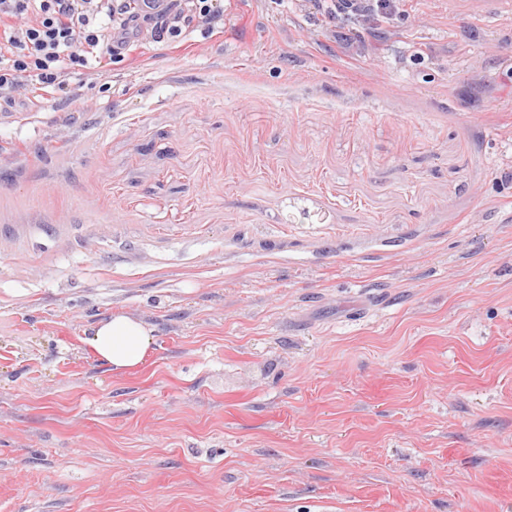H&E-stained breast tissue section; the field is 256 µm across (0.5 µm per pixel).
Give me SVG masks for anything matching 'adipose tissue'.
Here are the masks:
<instances>
[{
  "label": "adipose tissue",
  "mask_w": 512,
  "mask_h": 512,
  "mask_svg": "<svg viewBox=\"0 0 512 512\" xmlns=\"http://www.w3.org/2000/svg\"><path fill=\"white\" fill-rule=\"evenodd\" d=\"M152 331L143 322L115 315L98 322L88 340L94 354L118 370L142 365L150 349Z\"/></svg>",
  "instance_id": "obj_1"
}]
</instances>
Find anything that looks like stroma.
<instances>
[{
    "mask_svg": "<svg viewBox=\"0 0 512 512\" xmlns=\"http://www.w3.org/2000/svg\"><path fill=\"white\" fill-rule=\"evenodd\" d=\"M336 25L224 0L0 121V512H512V6ZM152 330L143 322L125 315H115L98 322L88 345L102 361L117 370L136 369L142 365L152 342Z\"/></svg>",
    "mask_w": 512,
    "mask_h": 512,
    "instance_id": "stroma-1",
    "label": "stroma"
}]
</instances>
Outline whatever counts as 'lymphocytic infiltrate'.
<instances>
[{
    "label": "lymphocytic infiltrate",
    "instance_id": "obj_1",
    "mask_svg": "<svg viewBox=\"0 0 512 512\" xmlns=\"http://www.w3.org/2000/svg\"><path fill=\"white\" fill-rule=\"evenodd\" d=\"M137 0H0V112L16 106L15 92L37 107L42 90L78 101L87 80L118 58L129 39L150 25L175 39L186 20L222 13V0H169L157 14H138Z\"/></svg>",
    "mask_w": 512,
    "mask_h": 512
}]
</instances>
